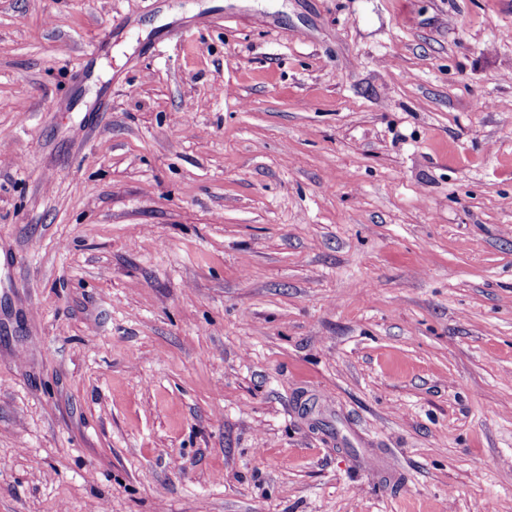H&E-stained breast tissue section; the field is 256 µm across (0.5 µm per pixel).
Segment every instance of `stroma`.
Masks as SVG:
<instances>
[{
	"mask_svg": "<svg viewBox=\"0 0 512 512\" xmlns=\"http://www.w3.org/2000/svg\"><path fill=\"white\" fill-rule=\"evenodd\" d=\"M508 29L0 0V512H512Z\"/></svg>",
	"mask_w": 512,
	"mask_h": 512,
	"instance_id": "stroma-1",
	"label": "stroma"
}]
</instances>
